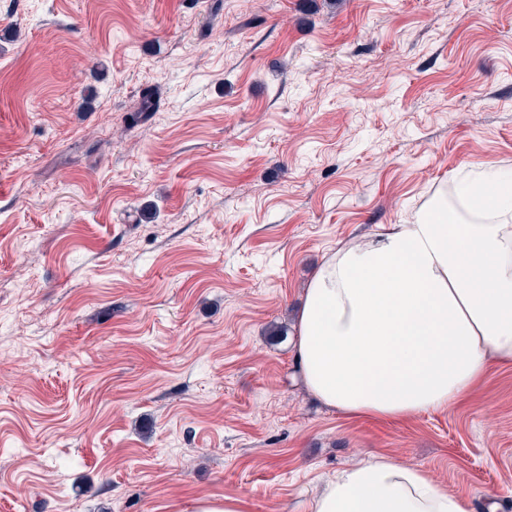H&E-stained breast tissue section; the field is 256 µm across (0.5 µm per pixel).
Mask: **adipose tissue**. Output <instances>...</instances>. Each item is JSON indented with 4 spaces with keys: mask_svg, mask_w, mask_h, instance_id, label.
Instances as JSON below:
<instances>
[{
    "mask_svg": "<svg viewBox=\"0 0 512 512\" xmlns=\"http://www.w3.org/2000/svg\"><path fill=\"white\" fill-rule=\"evenodd\" d=\"M294 358L349 417L450 411L512 365V169L471 165L403 224L339 243L303 293ZM310 512H467L422 466L376 455L337 472Z\"/></svg>",
    "mask_w": 512,
    "mask_h": 512,
    "instance_id": "1",
    "label": "adipose tissue"
}]
</instances>
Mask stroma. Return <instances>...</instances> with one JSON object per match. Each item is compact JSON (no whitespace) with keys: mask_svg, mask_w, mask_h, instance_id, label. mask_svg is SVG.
<instances>
[{"mask_svg":"<svg viewBox=\"0 0 512 512\" xmlns=\"http://www.w3.org/2000/svg\"><path fill=\"white\" fill-rule=\"evenodd\" d=\"M473 162L512 169V0H0V512H308L374 455L512 512V366L354 419L266 334ZM241 501L235 497L201 500L194 506L195 512H241Z\"/></svg>","mask_w":512,"mask_h":512,"instance_id":"1","label":"stroma"}]
</instances>
